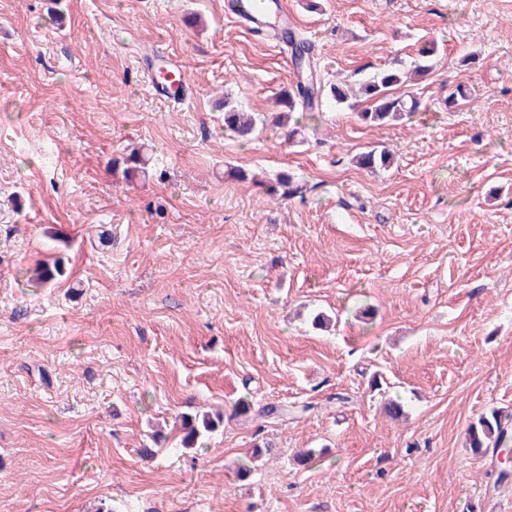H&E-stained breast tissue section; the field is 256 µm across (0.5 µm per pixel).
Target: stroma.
Masks as SVG:
<instances>
[{
	"label": "stroma",
	"instance_id": "35a3bbf8",
	"mask_svg": "<svg viewBox=\"0 0 512 512\" xmlns=\"http://www.w3.org/2000/svg\"><path fill=\"white\" fill-rule=\"evenodd\" d=\"M287 3L325 83L434 42L421 112L374 126L326 100L299 142L244 143L216 101L267 116L295 76L224 0H0V512L512 505L500 451L465 444L512 412V0ZM150 50L189 103L154 94ZM140 145L148 175L124 179L112 161ZM378 145L389 170L354 165ZM283 170L303 198L267 195ZM57 255L55 285L24 281ZM216 409L180 448L176 416Z\"/></svg>",
	"mask_w": 512,
	"mask_h": 512
}]
</instances>
